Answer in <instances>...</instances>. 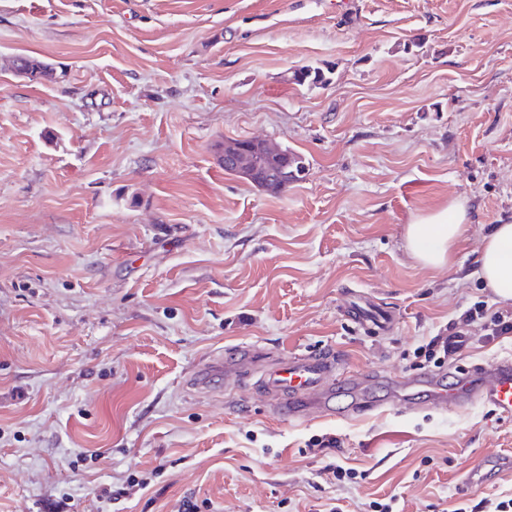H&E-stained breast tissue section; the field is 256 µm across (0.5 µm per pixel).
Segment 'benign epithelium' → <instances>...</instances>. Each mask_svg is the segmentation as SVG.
I'll return each mask as SVG.
<instances>
[{"instance_id": "1", "label": "benign epithelium", "mask_w": 512, "mask_h": 512, "mask_svg": "<svg viewBox=\"0 0 512 512\" xmlns=\"http://www.w3.org/2000/svg\"><path fill=\"white\" fill-rule=\"evenodd\" d=\"M284 157L283 148L256 137L225 141L222 155L224 164L234 168L240 178L272 185L283 191L297 178V170L285 163L282 168L272 172L265 167L264 161Z\"/></svg>"}]
</instances>
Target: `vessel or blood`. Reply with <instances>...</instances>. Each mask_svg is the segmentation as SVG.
<instances>
[{"label":"vessel or blood","instance_id":"1","mask_svg":"<svg viewBox=\"0 0 512 512\" xmlns=\"http://www.w3.org/2000/svg\"><path fill=\"white\" fill-rule=\"evenodd\" d=\"M348 316L356 324L389 329L390 319L369 315L365 306L351 302ZM258 354L255 347H238L231 357L210 361L198 368L189 384L196 389L208 388L216 375L232 380L247 377L257 369ZM259 385L270 397L275 413L299 418L311 407L326 408L335 379H342L352 393L348 407L349 414L355 415L373 408V401L363 394L368 380L364 374L342 371L334 359L302 352L289 358H275L271 368L260 371ZM425 387L427 402L436 408H464L473 402L492 406L501 416L512 417V357L505 356L484 364H473L465 376L444 382L438 374L429 373L413 377L412 380L386 379L391 391H399L409 384ZM512 474V454L491 457L468 470L460 482L464 492L487 487L490 479Z\"/></svg>","mask_w":512,"mask_h":512}]
</instances>
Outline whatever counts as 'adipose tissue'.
Wrapping results in <instances>:
<instances>
[{"mask_svg":"<svg viewBox=\"0 0 512 512\" xmlns=\"http://www.w3.org/2000/svg\"><path fill=\"white\" fill-rule=\"evenodd\" d=\"M468 222L466 205L452 201L448 207L409 224L407 247L424 265L452 264L455 248L463 238ZM479 275L497 301L512 302V224L492 227L479 258Z\"/></svg>","mask_w":512,"mask_h":512,"instance_id":"ef3b65f1","label":"adipose tissue"}]
</instances>
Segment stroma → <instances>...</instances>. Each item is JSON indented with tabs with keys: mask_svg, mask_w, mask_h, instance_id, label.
Wrapping results in <instances>:
<instances>
[{
	"mask_svg": "<svg viewBox=\"0 0 512 512\" xmlns=\"http://www.w3.org/2000/svg\"><path fill=\"white\" fill-rule=\"evenodd\" d=\"M36 56L52 76H18ZM328 69L299 86L295 68ZM306 160L276 195L226 175L225 140ZM466 201L454 267L408 224ZM512 224V0H0V512H455L512 453V418L386 403L283 419L256 378L186 383L240 345L417 375L414 352L475 303ZM360 293L393 315L369 333ZM512 354L468 326L448 369ZM323 437L336 447L320 449ZM355 469L335 480L329 464ZM140 478L133 486L128 476ZM348 317L356 324L378 328L382 330L391 327V319L375 318L369 315L365 306L358 302H351L348 307ZM512 474V454L491 457L468 470L460 482L462 491L468 493L487 487L491 478Z\"/></svg>",
	"mask_w": 512,
	"mask_h": 512,
	"instance_id": "1",
	"label": "stroma"
}]
</instances>
